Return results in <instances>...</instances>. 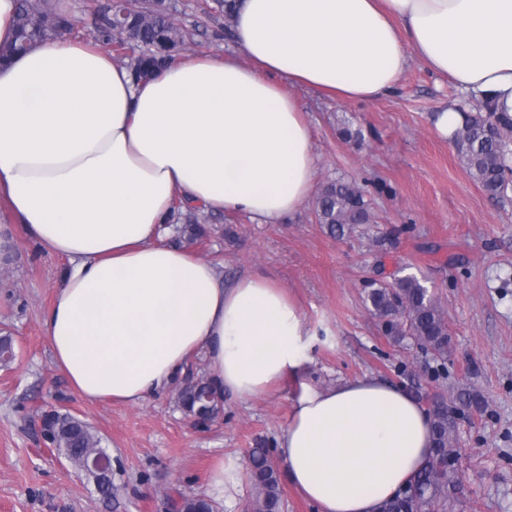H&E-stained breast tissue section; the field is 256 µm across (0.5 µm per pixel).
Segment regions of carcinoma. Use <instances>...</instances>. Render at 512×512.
Returning <instances> with one entry per match:
<instances>
[{"mask_svg": "<svg viewBox=\"0 0 512 512\" xmlns=\"http://www.w3.org/2000/svg\"><path fill=\"white\" fill-rule=\"evenodd\" d=\"M100 24L95 39L112 47L127 60L135 80L156 75L186 45L188 31L174 23L166 11L157 10L149 0H102L98 6ZM72 15L60 0H17L15 36L0 46V60L28 49L40 40L57 37L72 27ZM512 122L492 109L470 117L458 133L456 145L467 174L491 197L507 195L512 179ZM315 216L329 231L344 232L355 224L370 223V201L366 192L349 181L338 179L322 186L315 200ZM364 303L378 319L386 335L396 341L411 340L421 352L417 378L448 373V317L434 293L414 276L392 283L366 282ZM204 387L187 382L180 391L182 407L195 415L204 404ZM480 413L486 401L473 391L455 396L438 390L430 397L433 447L424 467L411 484L381 507L380 512H453L459 484L448 463L457 455L456 422L448 404ZM47 434L70 453V462L80 467L89 453L100 445L85 421L53 409L45 414ZM249 481L253 497L247 512H282L283 491L279 469L272 461V449L254 448L249 458ZM183 512H213L204 497H180Z\"/></svg>", "mask_w": 512, "mask_h": 512, "instance_id": "obj_1", "label": "carcinoma"}]
</instances>
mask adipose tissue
<instances>
[{"label":"adipose tissue","instance_id":"obj_1","mask_svg":"<svg viewBox=\"0 0 512 512\" xmlns=\"http://www.w3.org/2000/svg\"><path fill=\"white\" fill-rule=\"evenodd\" d=\"M233 38L141 82L91 39L1 64L0 200L69 262L43 325L80 396L140 403L197 355L220 396L297 382L277 438L289 482L317 512H380L431 453L425 406L377 378L315 383L280 283L225 282L163 237L179 197L274 224L316 191L311 129L281 80L373 101L416 58L512 118V0H237Z\"/></svg>","mask_w":512,"mask_h":512}]
</instances>
